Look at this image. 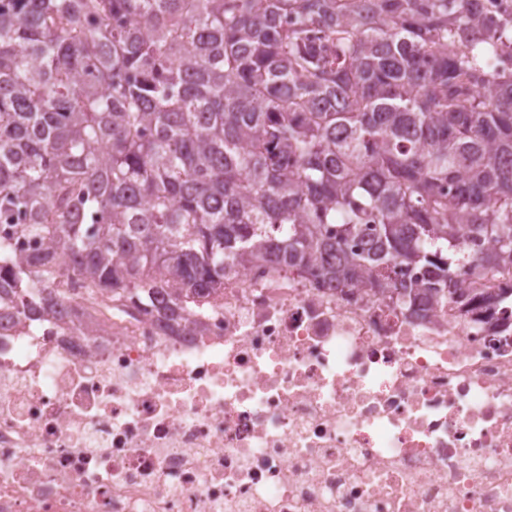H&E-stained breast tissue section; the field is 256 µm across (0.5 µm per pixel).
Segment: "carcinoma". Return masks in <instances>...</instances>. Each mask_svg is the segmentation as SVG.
Returning <instances> with one entry per match:
<instances>
[{
	"label": "carcinoma",
	"instance_id": "1",
	"mask_svg": "<svg viewBox=\"0 0 512 512\" xmlns=\"http://www.w3.org/2000/svg\"><path fill=\"white\" fill-rule=\"evenodd\" d=\"M478 0H0V283L165 317L282 259L511 305L512 11ZM459 265L471 283L451 288Z\"/></svg>",
	"mask_w": 512,
	"mask_h": 512
}]
</instances>
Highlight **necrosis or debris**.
<instances>
[{
  "label": "necrosis or debris",
  "mask_w": 512,
  "mask_h": 512,
  "mask_svg": "<svg viewBox=\"0 0 512 512\" xmlns=\"http://www.w3.org/2000/svg\"><path fill=\"white\" fill-rule=\"evenodd\" d=\"M0 512H512V309L276 261L182 327L1 300Z\"/></svg>",
  "instance_id": "necrosis-or-debris-1"
}]
</instances>
